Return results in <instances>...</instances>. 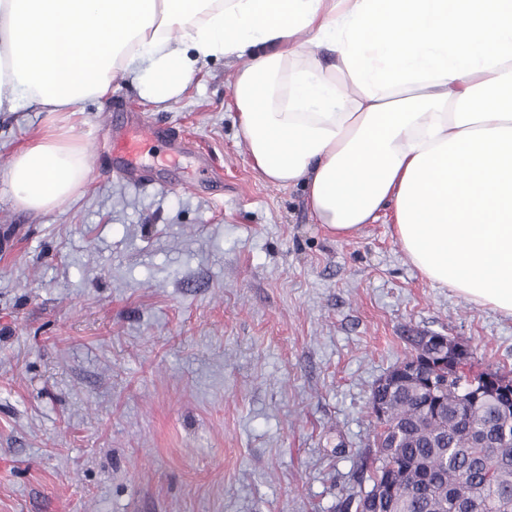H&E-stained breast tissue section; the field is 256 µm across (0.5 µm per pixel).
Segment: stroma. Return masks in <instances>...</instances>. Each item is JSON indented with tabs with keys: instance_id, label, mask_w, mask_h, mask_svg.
I'll return each instance as SVG.
<instances>
[{
	"instance_id": "obj_1",
	"label": "stroma",
	"mask_w": 512,
	"mask_h": 512,
	"mask_svg": "<svg viewBox=\"0 0 512 512\" xmlns=\"http://www.w3.org/2000/svg\"><path fill=\"white\" fill-rule=\"evenodd\" d=\"M236 63L154 104L131 78L71 118L90 173L46 213L4 183L43 113L0 112V512H343L367 480L377 380L408 330L512 371V317L434 285L388 217L339 239L253 168ZM206 165L114 169L126 123Z\"/></svg>"
}]
</instances>
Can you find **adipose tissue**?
<instances>
[{"mask_svg": "<svg viewBox=\"0 0 512 512\" xmlns=\"http://www.w3.org/2000/svg\"><path fill=\"white\" fill-rule=\"evenodd\" d=\"M219 58L267 182L339 238L391 211L427 280L512 317V0H0V112L46 114L14 203L83 187L82 102L131 75L164 103Z\"/></svg>", "mask_w": 512, "mask_h": 512, "instance_id": "1", "label": "adipose tissue"}]
</instances>
